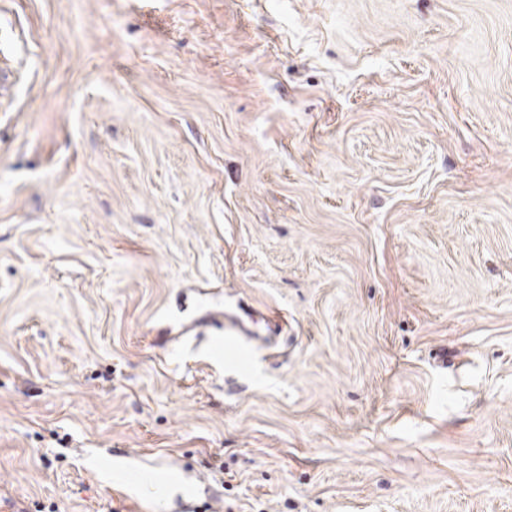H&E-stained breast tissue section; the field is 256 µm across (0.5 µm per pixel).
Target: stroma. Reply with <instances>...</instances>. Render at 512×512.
<instances>
[{
    "label": "stroma",
    "mask_w": 512,
    "mask_h": 512,
    "mask_svg": "<svg viewBox=\"0 0 512 512\" xmlns=\"http://www.w3.org/2000/svg\"><path fill=\"white\" fill-rule=\"evenodd\" d=\"M179 497L512 512V0H0V512Z\"/></svg>",
    "instance_id": "stroma-1"
}]
</instances>
